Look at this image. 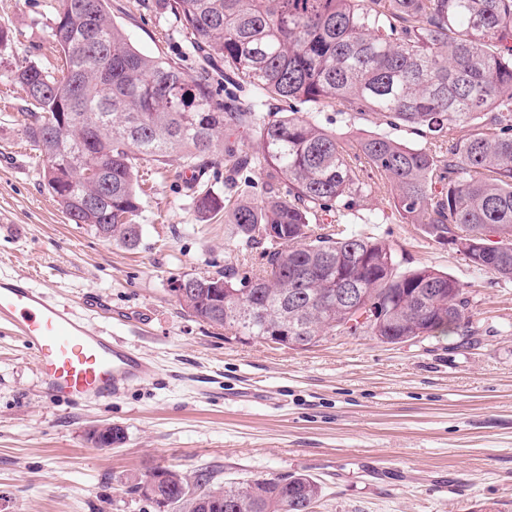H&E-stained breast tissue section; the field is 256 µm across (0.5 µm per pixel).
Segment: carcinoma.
<instances>
[{
    "label": "carcinoma",
    "instance_id": "obj_1",
    "mask_svg": "<svg viewBox=\"0 0 512 512\" xmlns=\"http://www.w3.org/2000/svg\"><path fill=\"white\" fill-rule=\"evenodd\" d=\"M198 50L224 64V78L262 95L339 113L373 112L423 138L407 145L385 134L345 142L318 119L296 112H228L209 82L189 83L179 67L140 52L112 20L108 0H59L52 38L61 76L36 64L17 68L32 112L25 135L57 171L53 188L74 224L112 225V241L138 243L142 208L132 160L179 154L194 169L213 162L224 133L256 130L262 151L236 157L225 177L233 207L210 191L198 212L229 216L245 249L261 248L262 270L225 266L224 310L198 288L184 310L236 339L287 336L469 335L466 286L446 272L403 270L386 243L349 227L352 201L393 198L391 217L416 224L429 241L461 251L472 266L512 280V0H161ZM94 25L98 40L87 41ZM112 162L110 202L81 208L100 191L77 178L71 159ZM266 176L261 203L248 201ZM334 213L336 223L323 217ZM270 228L273 236L262 230ZM328 289L397 297L379 327L343 325L345 304ZM266 316L240 324L236 307ZM158 495L175 512H314L322 486L307 474L191 485L161 469Z\"/></svg>",
    "mask_w": 512,
    "mask_h": 512
}]
</instances>
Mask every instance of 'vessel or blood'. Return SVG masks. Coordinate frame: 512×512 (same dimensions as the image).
Wrapping results in <instances>:
<instances>
[{
	"label": "vessel or blood",
	"instance_id": "obj_1",
	"mask_svg": "<svg viewBox=\"0 0 512 512\" xmlns=\"http://www.w3.org/2000/svg\"><path fill=\"white\" fill-rule=\"evenodd\" d=\"M102 299L64 303L29 275H0V326L32 354L43 397L78 405L107 400L149 377L153 364L135 347L92 324Z\"/></svg>",
	"mask_w": 512,
	"mask_h": 512
}]
</instances>
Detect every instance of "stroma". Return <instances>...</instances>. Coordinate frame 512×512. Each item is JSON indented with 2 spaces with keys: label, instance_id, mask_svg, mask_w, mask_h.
<instances>
[{
  "label": "stroma",
  "instance_id": "obj_1",
  "mask_svg": "<svg viewBox=\"0 0 512 512\" xmlns=\"http://www.w3.org/2000/svg\"><path fill=\"white\" fill-rule=\"evenodd\" d=\"M113 20L143 53L178 63L187 81L208 72L217 99L286 111L247 84L224 89L159 0H108ZM58 0H0V274H30L60 300L94 293L126 323L112 334L154 365L148 379L107 404L51 403L22 341L0 329V512H160L130 493L134 476L172 468L211 485L302 472L321 484L315 512H512V282L478 270L389 221V198L357 203V228L394 249L402 268L430 267L468 287L472 343L430 336L386 344L328 336L306 350L239 341L183 310L172 283L227 265L251 273L258 252L242 249L223 215L201 217L195 189L223 193L234 152L261 148L236 128L203 173L172 156L140 160L142 236L128 249L70 223L27 142L26 93L11 72L33 62L57 71L51 39ZM323 123L351 139L390 134L419 143L406 126L329 109ZM120 426L124 441L94 447L89 432Z\"/></svg>",
  "mask_w": 512,
  "mask_h": 512
}]
</instances>
